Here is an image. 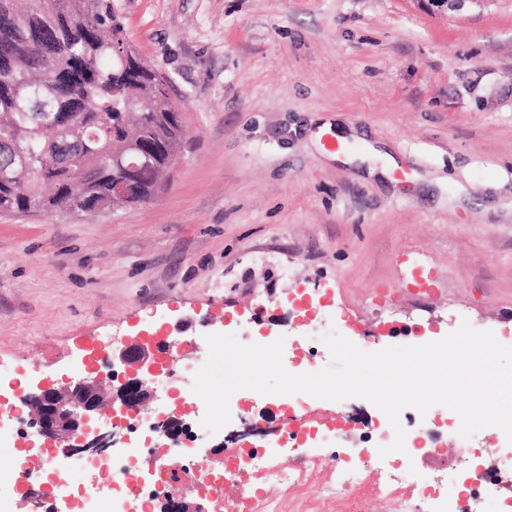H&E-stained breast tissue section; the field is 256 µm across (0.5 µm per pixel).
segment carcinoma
Returning a JSON list of instances; mask_svg holds the SVG:
<instances>
[{
    "mask_svg": "<svg viewBox=\"0 0 512 512\" xmlns=\"http://www.w3.org/2000/svg\"><path fill=\"white\" fill-rule=\"evenodd\" d=\"M169 80L137 58L112 0H0V163L23 155L35 168L68 153L40 179L21 175L0 188V210L66 211L93 216L112 195V131L151 156L123 173L127 205L156 182L163 147L181 146V127L164 118L178 107ZM61 112L83 114L63 125Z\"/></svg>",
    "mask_w": 512,
    "mask_h": 512,
    "instance_id": "obj_1",
    "label": "carcinoma"
}]
</instances>
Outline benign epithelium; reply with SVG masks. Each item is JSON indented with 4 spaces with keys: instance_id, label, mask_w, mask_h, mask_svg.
Returning a JSON list of instances; mask_svg holds the SVG:
<instances>
[{
    "instance_id": "benign-epithelium-1",
    "label": "benign epithelium",
    "mask_w": 512,
    "mask_h": 512,
    "mask_svg": "<svg viewBox=\"0 0 512 512\" xmlns=\"http://www.w3.org/2000/svg\"><path fill=\"white\" fill-rule=\"evenodd\" d=\"M136 153L135 143L128 142L125 149L112 153V166H135ZM180 160L178 151L167 150L154 192L158 193L167 186ZM156 356L155 347L145 341L132 343L118 354L107 356L108 366H113L117 359L126 367L119 386L111 388L112 403L119 404L120 414H137L148 406L153 397V388L145 378L144 370L150 367ZM102 391L103 379L99 375L81 377L59 387L40 385L25 398L26 405L34 411L30 426L35 428L41 438L59 448L88 449L102 453L112 447L114 434H99L89 442H84L89 433V424L100 411ZM162 503L166 512H200L199 505L185 502L177 494L163 495Z\"/></svg>"
}]
</instances>
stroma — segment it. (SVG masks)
Here are the masks:
<instances>
[{
	"label": "stroma",
	"mask_w": 512,
	"mask_h": 512,
	"mask_svg": "<svg viewBox=\"0 0 512 512\" xmlns=\"http://www.w3.org/2000/svg\"><path fill=\"white\" fill-rule=\"evenodd\" d=\"M183 114L181 162L149 203L96 216L0 211V365L15 399L77 378L85 344L118 349L145 331L179 344L167 393L204 365L207 337L302 340L309 372L324 336L371 351L443 339L462 323L512 346V0H112ZM382 146L397 169L332 159ZM330 298L304 326L291 300ZM380 411L351 397L273 394L244 404L197 446H261L283 419L314 427L285 444L305 496L247 479L256 512H410L415 479L374 491L390 457L333 494L337 453L368 447ZM447 463L420 462L431 490L469 466L439 411Z\"/></svg>",
	"instance_id": "obj_1"
}]
</instances>
